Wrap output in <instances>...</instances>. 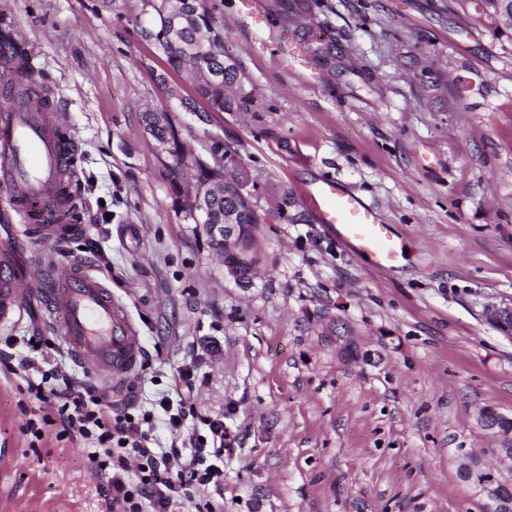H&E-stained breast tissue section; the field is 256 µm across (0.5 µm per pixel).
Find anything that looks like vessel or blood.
I'll list each match as a JSON object with an SVG mask.
<instances>
[{"instance_id": "b4317fda", "label": "vessel or blood", "mask_w": 512, "mask_h": 512, "mask_svg": "<svg viewBox=\"0 0 512 512\" xmlns=\"http://www.w3.org/2000/svg\"><path fill=\"white\" fill-rule=\"evenodd\" d=\"M0 185L21 218L17 239L29 237L51 244L68 235V202L61 194L70 171L72 140L67 129L53 122L39 98L18 101L10 84H0ZM319 223L336 232L351 250L380 270L396 268L402 245L377 209L365 203L343 182L320 179L305 194ZM42 300L49 320L58 324L60 340L74 363L104 379L133 370L140 355L134 324L119 314L111 290L86 265L40 260L18 266L0 253V323L12 321L17 310Z\"/></svg>"}]
</instances>
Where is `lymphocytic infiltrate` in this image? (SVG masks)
I'll use <instances>...</instances> for the list:
<instances>
[{"label":"lymphocytic infiltrate","instance_id":"f902f5d3","mask_svg":"<svg viewBox=\"0 0 512 512\" xmlns=\"http://www.w3.org/2000/svg\"><path fill=\"white\" fill-rule=\"evenodd\" d=\"M0 370L26 371L27 392L37 401L42 421H60L65 433L88 442L91 464L111 473L108 494L121 512H175L194 493L223 486L228 438L223 419L210 420L207 435L182 433L188 403L184 386L193 377L190 368L173 373L174 395L160 402L173 435L167 448L153 447L142 419L129 413L113 415L107 394L62 377L58 367L43 370L29 357L17 358L0 349Z\"/></svg>","mask_w":512,"mask_h":512}]
</instances>
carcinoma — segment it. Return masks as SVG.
Masks as SVG:
<instances>
[{
  "label": "carcinoma",
  "mask_w": 512,
  "mask_h": 512,
  "mask_svg": "<svg viewBox=\"0 0 512 512\" xmlns=\"http://www.w3.org/2000/svg\"><path fill=\"white\" fill-rule=\"evenodd\" d=\"M154 27L148 31L149 38L166 56L173 69L184 64L192 65L195 74V89L206 101L210 110L222 112L231 107L232 100L225 96L237 77V65L232 61V51L224 40V28L216 23L214 16L203 5V0H159L154 7ZM178 11L181 18L177 32H171L170 13ZM504 17L512 23V0H483L482 9L472 17L474 24L484 26ZM15 47L13 56L5 60L12 66L18 78L16 98L23 100L34 94L36 78L30 57L17 48L12 30H0V45ZM146 132L158 144L163 143L167 152L178 162L185 159V148L172 119L160 122L158 113H144ZM190 178L197 186L194 200L188 205L175 200V205L193 223L222 224L229 215L240 225L243 240L254 243L253 230L264 223V218L253 201V176L250 168L239 159L238 150L230 144L215 142L210 148V159L192 156L189 167ZM484 481L496 484L499 498L512 500V486L491 474L477 476L472 484Z\"/></svg>",
  "instance_id": "obj_1"
}]
</instances>
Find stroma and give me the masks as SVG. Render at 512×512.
<instances>
[{
  "instance_id": "1",
  "label": "stroma",
  "mask_w": 512,
  "mask_h": 512,
  "mask_svg": "<svg viewBox=\"0 0 512 512\" xmlns=\"http://www.w3.org/2000/svg\"><path fill=\"white\" fill-rule=\"evenodd\" d=\"M206 0L238 63L229 111H184L195 94L145 31L144 0H0L35 56L37 82L78 144L82 229L60 244L88 263L133 321L136 367L107 381L64 360V374L149 414L195 360L185 434L220 416L232 440L224 486L180 512H485L458 475L459 449L494 465L500 442L477 421L512 418V34L473 24L457 0ZM333 58L300 74L273 51L281 24ZM172 112L188 152L234 145L265 213L261 274H225L202 226L174 207L173 160L142 116ZM332 175L375 205L405 248L381 271L318 224L305 186ZM291 204L281 207V194ZM38 335V348L27 339ZM60 348L40 304L0 325V347ZM22 375L0 373V512H106L102 479L60 423L33 432Z\"/></svg>"
}]
</instances>
